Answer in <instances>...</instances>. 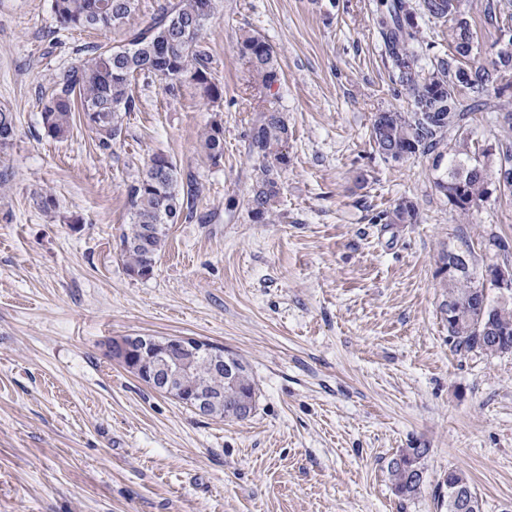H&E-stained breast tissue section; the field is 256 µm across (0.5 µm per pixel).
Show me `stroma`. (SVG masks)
<instances>
[{
    "label": "stroma",
    "instance_id": "35a3bbf8",
    "mask_svg": "<svg viewBox=\"0 0 512 512\" xmlns=\"http://www.w3.org/2000/svg\"><path fill=\"white\" fill-rule=\"evenodd\" d=\"M170 0H137L109 30L62 27L51 0H0V106L17 134L0 151V512H441L448 471L465 473L484 512H512V354L457 350L448 338L440 257L470 241L477 270L512 266V196L461 219L424 156L384 161L376 113L406 110L374 22L376 0H217L201 42L224 96L191 75L174 90L138 75L135 111L111 150L83 121L52 138L41 99L95 45L122 44ZM475 63L489 67L512 19L464 0ZM273 47L264 89L237 51ZM275 103L289 157L269 223L253 222L260 177L249 152ZM469 127L511 142L495 110ZM224 129V157L200 143ZM156 153L203 186L171 225L153 274L127 275L116 243L128 188ZM51 199L43 208V199ZM412 224L382 221L400 200ZM194 336L249 367L257 401L242 421L198 415L113 360L120 336ZM423 448V486L398 497L387 465ZM203 152L213 163H219L224 156V130L221 123H211L201 144Z\"/></svg>",
    "mask_w": 512,
    "mask_h": 512
}]
</instances>
